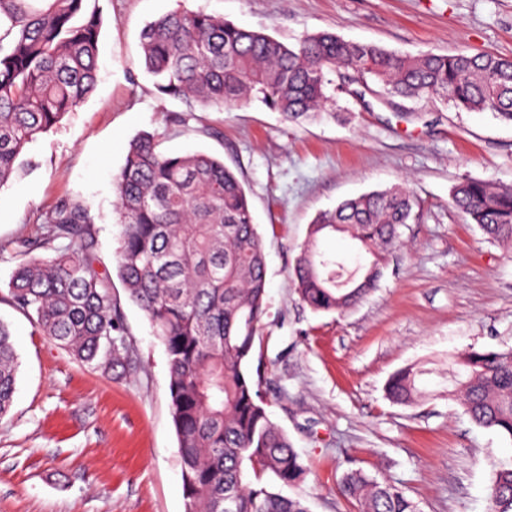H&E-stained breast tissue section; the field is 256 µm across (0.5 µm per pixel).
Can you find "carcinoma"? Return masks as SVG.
Instances as JSON below:
<instances>
[{
	"label": "carcinoma",
	"instance_id": "1",
	"mask_svg": "<svg viewBox=\"0 0 512 512\" xmlns=\"http://www.w3.org/2000/svg\"><path fill=\"white\" fill-rule=\"evenodd\" d=\"M101 18L88 0H0V187L23 150L77 110L97 81ZM145 71L158 93L222 110L256 100L298 122L330 102L329 75L342 68L381 85L389 97H440L455 107L493 111L512 122V59L492 54H399L320 32L290 47L273 36L204 12L174 9L141 32ZM117 275L144 312L168 358L172 421L180 450L185 512H308L286 489L307 468L269 417L252 371L267 313L266 255L249 199L234 172L206 153L174 154L143 133L113 179ZM456 209L492 242L512 244V190L464 181ZM416 201L400 186L373 191L320 212L292 270L295 290L315 312L342 314L379 286L380 249L396 245ZM42 231L15 241L25 260L8 285L33 326L82 363L105 373L132 365L112 277L96 268L95 216L67 200L37 217ZM347 233L372 255L336 284V260L319 251L329 233ZM50 252L37 256L35 252ZM0 321V418L12 407L19 361ZM448 399L475 425L512 440V348L470 351ZM418 372L403 368L386 394L410 406ZM341 493L358 512H419L397 487L346 473ZM490 512H512V461L494 465Z\"/></svg>",
	"mask_w": 512,
	"mask_h": 512
}]
</instances>
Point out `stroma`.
<instances>
[{
    "label": "stroma",
    "mask_w": 512,
    "mask_h": 512,
    "mask_svg": "<svg viewBox=\"0 0 512 512\" xmlns=\"http://www.w3.org/2000/svg\"><path fill=\"white\" fill-rule=\"evenodd\" d=\"M103 27L93 92L28 144L0 187V319L19 355L13 406L0 419V512H184L170 414L168 360L121 282L124 330L136 368L104 374L35 331L6 298L21 263L16 239L34 214L69 198L96 216L100 269L114 271L121 228L113 178L130 141L160 134L168 150L223 159L242 182L262 236L268 312L253 367L265 407L309 469L296 493L309 512H358L339 489L351 470L387 481L420 512H489L494 464L512 439L473 424L448 400V358L512 348V249L486 240L450 202L454 185L512 189V123L431 98L387 97L336 73L328 111L339 122L284 121L258 102L196 108L159 94L146 73L143 26L180 8L202 10L294 44L330 31L409 55L494 53L512 58V0H89ZM399 185L419 218L386 254L379 288L344 314L317 313L292 283L315 215ZM412 365L424 396L393 404L389 377Z\"/></svg>",
    "instance_id": "35a3bbf8"
}]
</instances>
